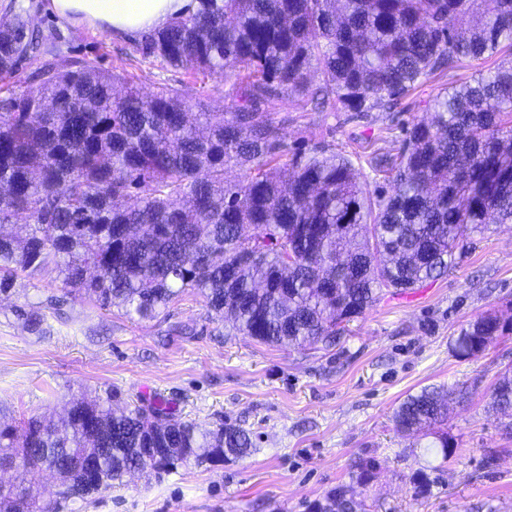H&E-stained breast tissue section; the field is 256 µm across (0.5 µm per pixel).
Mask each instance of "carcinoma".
<instances>
[{"mask_svg": "<svg viewBox=\"0 0 512 512\" xmlns=\"http://www.w3.org/2000/svg\"><path fill=\"white\" fill-rule=\"evenodd\" d=\"M0 22V295L44 270L99 308L153 318L186 294L257 342L329 347L386 293L443 277L488 220L512 223V63L437 95L406 130L401 152L373 153L392 192L369 191L349 157L288 151L262 108L306 100L366 116L395 107L416 85L464 58L512 43V0H197L137 49L195 79L224 75L229 112L197 111L185 90L115 92L117 75L88 60L45 58L48 38L16 0ZM470 17L466 28L458 18ZM35 82L18 78L21 61ZM247 168L237 182L230 165ZM23 216L20 232L3 226ZM512 320L487 313L461 329L456 354L476 357ZM488 404L512 411V373ZM445 415L424 389L394 414L413 436ZM248 433L201 430L154 400L126 411L112 393L75 402L58 420H0V512H59L35 488L56 469L60 498L85 500L134 469L170 472L193 460L242 457ZM100 459L95 484L71 465ZM357 487L320 512H364L375 461L355 464Z\"/></svg>", "mask_w": 512, "mask_h": 512, "instance_id": "cac0c4a2", "label": "carcinoma"}]
</instances>
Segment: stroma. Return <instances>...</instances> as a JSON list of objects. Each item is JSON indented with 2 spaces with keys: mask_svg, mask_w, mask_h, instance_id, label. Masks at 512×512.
Here are the masks:
<instances>
[{
  "mask_svg": "<svg viewBox=\"0 0 512 512\" xmlns=\"http://www.w3.org/2000/svg\"><path fill=\"white\" fill-rule=\"evenodd\" d=\"M36 28L57 34L61 54L94 61L131 80L141 92L162 84L188 87L189 103L230 111L223 76L193 82L157 61L137 62V39L75 25L47 10L48 0H22ZM512 60L502 46L491 58L463 59L403 98L396 117L377 109L368 120L344 110L296 111L276 101L269 117L288 148L318 146L350 156L369 190H390L374 174V150L397 154L404 128L428 118L434 98L479 73ZM54 270L0 299V412L6 417H54L76 399L105 392L124 407L140 398H165L175 413L213 429L246 430L253 452L218 463H187L157 478L138 474L62 512H314L353 466L375 459L368 512H512V438L504 415L485 398L497 375L512 368V334L484 354L458 356L455 340L488 311L512 314V224L492 225L447 275L408 293L388 296L352 321L328 349L269 347L226 334L200 297L187 296L154 319L104 311L69 297L65 317L49 307L61 295ZM44 317L46 335L31 334L16 308ZM448 392V441L455 454L440 463L435 449L397 433L393 415L426 388ZM428 471L427 493L413 478Z\"/></svg>",
  "mask_w": 512,
  "mask_h": 512,
  "instance_id": "1",
  "label": "stroma"
}]
</instances>
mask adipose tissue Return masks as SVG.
Here are the masks:
<instances>
[{
  "mask_svg": "<svg viewBox=\"0 0 512 512\" xmlns=\"http://www.w3.org/2000/svg\"><path fill=\"white\" fill-rule=\"evenodd\" d=\"M193 0H51L57 15L78 24L99 26L114 35L147 33L192 11Z\"/></svg>",
  "mask_w": 512,
  "mask_h": 512,
  "instance_id": "ef3b65f1",
  "label": "adipose tissue"
}]
</instances>
